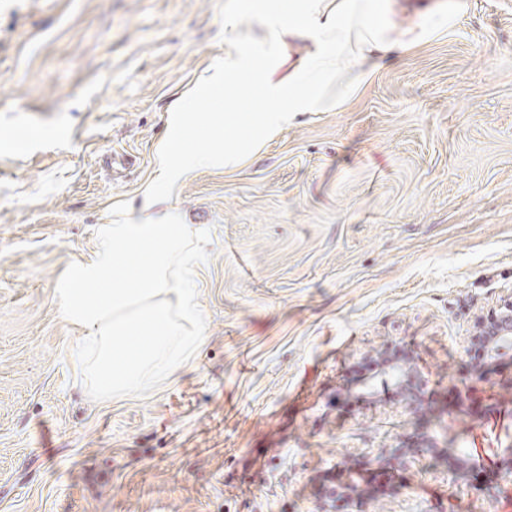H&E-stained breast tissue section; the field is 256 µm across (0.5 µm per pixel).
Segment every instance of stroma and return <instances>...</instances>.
Returning a JSON list of instances; mask_svg holds the SVG:
<instances>
[{
    "label": "stroma",
    "instance_id": "stroma-1",
    "mask_svg": "<svg viewBox=\"0 0 512 512\" xmlns=\"http://www.w3.org/2000/svg\"><path fill=\"white\" fill-rule=\"evenodd\" d=\"M465 3L161 200L203 231L201 344L106 399L55 290L140 208L230 0H0V135L41 132L0 148V512H512V349L470 343L512 300V0Z\"/></svg>",
    "mask_w": 512,
    "mask_h": 512
}]
</instances>
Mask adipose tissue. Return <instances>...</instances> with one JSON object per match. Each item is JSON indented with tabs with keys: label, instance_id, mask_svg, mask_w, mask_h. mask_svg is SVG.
Segmentation results:
<instances>
[{
	"label": "adipose tissue",
	"instance_id": "ef3b65f1",
	"mask_svg": "<svg viewBox=\"0 0 512 512\" xmlns=\"http://www.w3.org/2000/svg\"><path fill=\"white\" fill-rule=\"evenodd\" d=\"M463 8L456 0L453 8L428 12L415 27L398 32L389 20L392 0H232L224 60L206 71L189 97L220 89L230 101L255 88L264 107L255 118L224 111L202 117L172 113L159 149L157 183L170 195L200 170L237 168L301 113L349 103L383 53L447 33ZM242 16L265 33L264 70H255L242 48ZM289 39L310 42L312 49L285 61ZM154 204V195L146 194L139 215L100 225L94 255L57 291L64 314L85 331L79 357L106 398L175 372L199 346L188 327L199 318L196 230L177 214L151 215Z\"/></svg>",
	"mask_w": 512,
	"mask_h": 512
}]
</instances>
